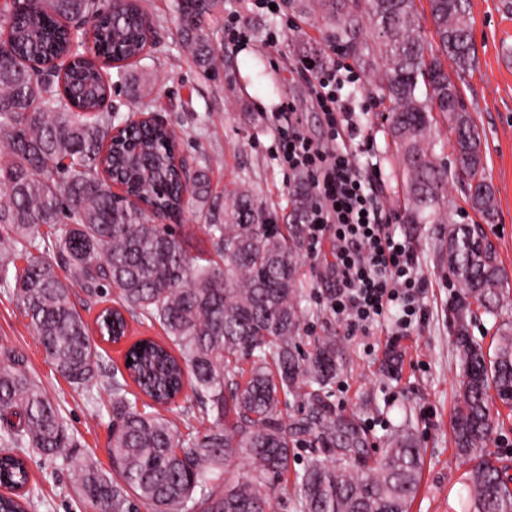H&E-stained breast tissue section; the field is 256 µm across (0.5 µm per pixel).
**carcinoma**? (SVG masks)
<instances>
[{
  "instance_id": "obj_1",
  "label": "carcinoma",
  "mask_w": 512,
  "mask_h": 512,
  "mask_svg": "<svg viewBox=\"0 0 512 512\" xmlns=\"http://www.w3.org/2000/svg\"><path fill=\"white\" fill-rule=\"evenodd\" d=\"M96 0H14L0 3V286L13 288L26 317L58 373L78 385L91 383L110 397L108 448L116 478H109L75 447L59 409L22 369V359L0 353V512H29L38 496L30 455L50 468H74L87 508L97 512H270V499L288 473L293 449L315 442V455L296 474L298 512H410L423 466L422 448L396 434L373 463L361 460L367 438L354 421L325 401L338 367L337 340L325 336L311 353L301 351L296 287L305 246L307 201L294 208V223H270L247 188L212 203L206 234L219 257H192L186 239L165 215H175L211 196L207 174H183L167 144L165 126L141 122L129 129L107 110L112 84L103 72L112 63L143 57L152 17L140 0H112L97 19L90 56L71 54L69 23L94 13ZM433 31L427 33L415 0H297L299 10L320 18L329 42L369 68L374 88L388 103L387 134L396 148L403 189L414 218L428 221L447 203L448 167L429 153L437 117L453 135L455 166L482 188L468 194L486 223L496 216L495 195L485 179L481 132L470 113L448 109L460 95L439 56L455 71L473 63L467 0H426ZM223 0H175L179 34L196 68L218 72L220 44L208 33ZM378 33L368 43L363 23ZM53 71L37 72L29 63ZM133 108L150 110L155 84L138 79ZM120 129L119 136L112 135ZM116 174L142 202L134 205L112 189ZM154 211V216L147 211ZM448 272L469 302L456 312L460 359L459 401L453 418L458 455L475 461L464 484L463 512H512V476L489 448L494 400L512 410V327L499 325L493 351L464 325L471 305L500 317L512 293L504 288L497 251L468 224L448 228ZM56 253L69 276L37 256ZM25 258L26 265H16ZM79 286L87 305L119 292L123 309L104 307L96 318L103 340L126 338L125 314L159 324L166 340H136L124 370H108L90 327L71 300ZM250 364L248 381L240 362ZM190 382L205 431H179L158 412ZM136 390H131L130 385ZM300 416L288 423V398ZM253 463L246 480L231 471L232 459Z\"/></svg>"
}]
</instances>
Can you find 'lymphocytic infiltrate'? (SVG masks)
I'll list each match as a JSON object with an SVG mask.
<instances>
[{"mask_svg":"<svg viewBox=\"0 0 512 512\" xmlns=\"http://www.w3.org/2000/svg\"><path fill=\"white\" fill-rule=\"evenodd\" d=\"M291 71L307 83L324 116L325 134L312 138L287 100L266 117L273 136L270 150L282 167L308 179L309 251L322 240L331 242L335 288L327 308L351 336L387 320L394 338L409 335L425 320L426 284L408 240L390 229L396 213L375 187V170L360 163L371 137L352 98L342 93L359 77L330 57L318 65L300 59Z\"/></svg>","mask_w":512,"mask_h":512,"instance_id":"obj_1","label":"lymphocytic infiltrate"}]
</instances>
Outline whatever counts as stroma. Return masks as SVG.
<instances>
[{
  "mask_svg": "<svg viewBox=\"0 0 512 512\" xmlns=\"http://www.w3.org/2000/svg\"><path fill=\"white\" fill-rule=\"evenodd\" d=\"M144 4L159 22L158 40L137 64L111 71L113 108L127 116L132 76L153 74L154 110L175 130L188 167L205 169L213 195L224 197L240 182H248L274 223H291L295 201L307 183L272 159V136L263 115L281 100L293 98L305 128L314 137L323 136L322 113L313 105L306 84L290 72L297 59L319 60L329 51L321 24L292 9L290 0H280L276 15L255 7L254 0H224L223 11L210 24L214 39L224 43V69L213 79L198 71L180 39L174 0ZM470 10L475 62L455 81L485 142L486 175L496 197L497 216L494 223L483 224L484 230L512 282V0H470ZM233 15L252 31L247 44L227 40L225 24ZM275 28L284 34L271 52L263 40L267 30ZM359 77L347 91L367 103L363 121L374 138L361 161L377 164V186L399 213L394 230L417 256L426 284V321L394 344L384 335H346L325 305L333 287L327 271L331 244L326 241L317 252H303L300 260L298 279L305 289L301 346L308 351L316 337L337 338L340 368L328 388L327 402L366 433V458L376 457L395 433L406 432L418 440L424 465L411 512H457L466 492L462 479L470 467L455 455L451 427L460 371L455 312L462 290L448 273L443 242L449 225L482 224L481 217L469 207L465 188L452 182L448 207L429 222L411 221L403 206L398 165L383 130L384 107L369 73L360 71ZM4 348L23 356L27 373L58 407L81 452L94 456L103 471H111V415L89 402L86 389L56 371L22 303L13 291L0 288V350ZM30 468L42 490L32 512H86L72 470L62 466L46 478L36 459Z\"/></svg>",
  "mask_w": 512,
  "mask_h": 512,
  "instance_id": "stroma-1",
  "label": "stroma"
}]
</instances>
